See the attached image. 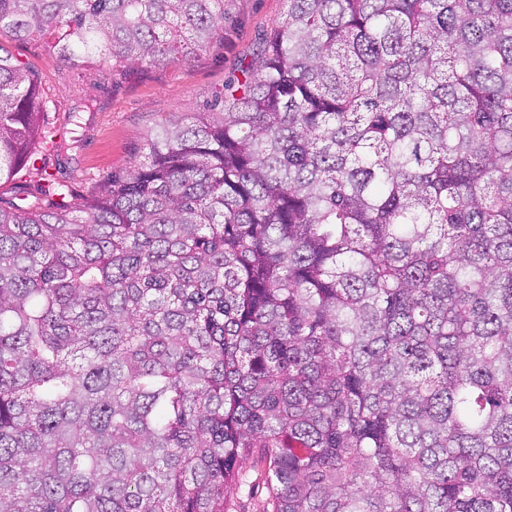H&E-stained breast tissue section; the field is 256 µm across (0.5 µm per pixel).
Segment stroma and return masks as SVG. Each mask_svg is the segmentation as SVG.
Segmentation results:
<instances>
[{"label": "stroma", "mask_w": 512, "mask_h": 512, "mask_svg": "<svg viewBox=\"0 0 512 512\" xmlns=\"http://www.w3.org/2000/svg\"><path fill=\"white\" fill-rule=\"evenodd\" d=\"M287 9L285 0H229L223 32L195 59L170 67L75 65L51 58L47 38L1 32L0 46L37 76L44 134L70 129L72 114L81 117L77 147L44 145L39 153L43 167L68 185L70 204L100 197L112 174L141 158L146 137L159 124L202 110L242 69L257 64L265 34L283 22ZM266 497L263 465L246 460L228 512H260Z\"/></svg>", "instance_id": "35a3bbf8"}]
</instances>
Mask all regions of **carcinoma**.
I'll list each match as a JSON object with an SVG mask.
<instances>
[{
    "label": "carcinoma",
    "instance_id": "cac0c4a2",
    "mask_svg": "<svg viewBox=\"0 0 512 512\" xmlns=\"http://www.w3.org/2000/svg\"><path fill=\"white\" fill-rule=\"evenodd\" d=\"M226 0H0L164 67ZM257 73L73 207L0 206V512H512V0H287ZM0 46V182L38 159ZM238 471L239 481L227 501V512H260L267 498L263 465L249 459Z\"/></svg>",
    "mask_w": 512,
    "mask_h": 512
}]
</instances>
